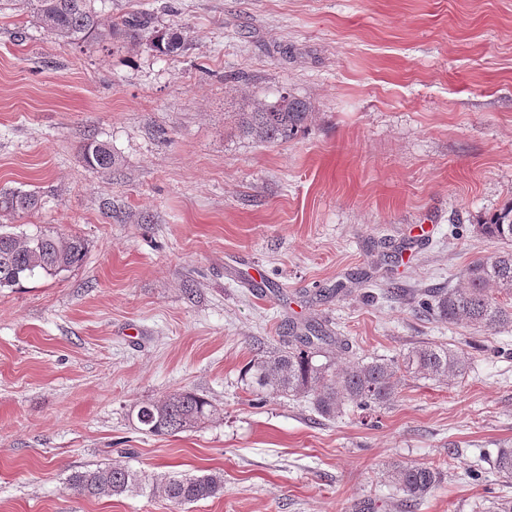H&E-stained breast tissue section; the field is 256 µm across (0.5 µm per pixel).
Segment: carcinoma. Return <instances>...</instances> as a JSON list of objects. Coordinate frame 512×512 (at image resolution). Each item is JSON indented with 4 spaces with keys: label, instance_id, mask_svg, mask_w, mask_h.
<instances>
[{
    "label": "carcinoma",
    "instance_id": "1",
    "mask_svg": "<svg viewBox=\"0 0 512 512\" xmlns=\"http://www.w3.org/2000/svg\"><path fill=\"white\" fill-rule=\"evenodd\" d=\"M95 0H38L37 15L43 28L73 43L101 44L117 34L143 38L146 21L133 15L102 30ZM150 46L165 55H177L183 48L175 33L156 32L148 36ZM309 105L286 93L271 102H260L249 112L239 113L240 134L262 142H286L312 121ZM83 160L91 168L115 165L112 149L102 142L88 143ZM41 207L36 191L1 190L0 215L30 212ZM485 238L507 248L479 258L468 265L459 285L443 289L424 303L432 316L452 325L499 331L512 327V302L504 304L492 291L512 298V201L477 225ZM85 243L78 236L53 233L18 236L0 231V288H12L23 280L57 275L82 261ZM329 337L311 328L296 343L266 351L252 358L244 369L248 389L257 400L267 397L312 399L315 410L334 419L351 405L361 411H376L396 396L401 378L448 380L465 375L469 353L441 344L428 343L410 350L401 359L373 358L340 367L327 355ZM217 409L191 391H177L157 402H145L136 412L139 430L145 435H175L198 428L212 420ZM493 467L512 478V448H500ZM443 471L421 463L396 464L388 477L401 493L405 506L414 508L439 484ZM67 483L88 497H112L146 490V477L129 466L94 465L69 474ZM176 506L217 495L224 489L220 472L202 475H169L153 485Z\"/></svg>",
    "mask_w": 512,
    "mask_h": 512
}]
</instances>
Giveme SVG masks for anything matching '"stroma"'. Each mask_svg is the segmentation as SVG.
<instances>
[{
    "label": "stroma",
    "instance_id": "obj_1",
    "mask_svg": "<svg viewBox=\"0 0 512 512\" xmlns=\"http://www.w3.org/2000/svg\"><path fill=\"white\" fill-rule=\"evenodd\" d=\"M178 32L176 56L116 35L48 33L36 0L0 7V189L40 192L11 232L76 235L82 263L0 289V512H181L160 492L90 498L100 462L153 479L224 474L188 512H482L512 498V329L423 313L476 258L512 198V0H101ZM289 92L287 142L237 115ZM108 144L113 169L85 164ZM357 362L426 343L464 377H408L366 417L307 398L252 402L242 369L306 326ZM191 391L218 410L147 436L141 403ZM396 463L441 467L417 508Z\"/></svg>",
    "mask_w": 512,
    "mask_h": 512
}]
</instances>
